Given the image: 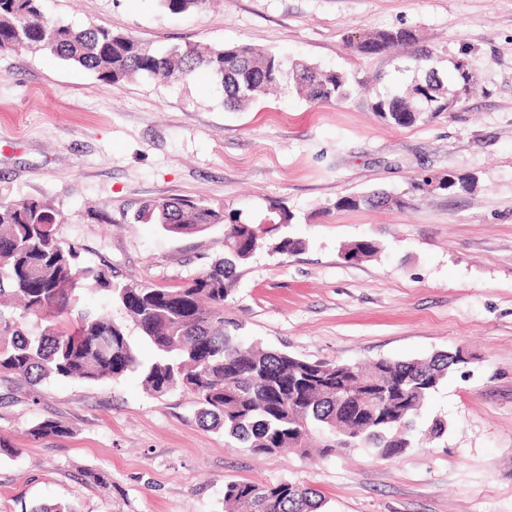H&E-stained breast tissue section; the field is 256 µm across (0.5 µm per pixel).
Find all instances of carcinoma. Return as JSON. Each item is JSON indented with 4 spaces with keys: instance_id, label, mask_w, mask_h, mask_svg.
Instances as JSON below:
<instances>
[{
    "instance_id": "carcinoma-1",
    "label": "carcinoma",
    "mask_w": 512,
    "mask_h": 512,
    "mask_svg": "<svg viewBox=\"0 0 512 512\" xmlns=\"http://www.w3.org/2000/svg\"><path fill=\"white\" fill-rule=\"evenodd\" d=\"M171 13L201 9L209 0H160ZM415 42L408 28L377 29L350 36L361 55H378ZM46 50L93 72L98 81L120 85L137 76L160 84L186 80L203 70L224 90V105L244 106L287 83L311 103L343 101L350 94L346 73L247 45H173L154 51L138 39L93 26L76 30L49 21L41 0H0V52ZM457 88L475 90L473 67L456 66ZM457 105L443 100L442 82L418 83L404 95L377 98L372 111L398 126L421 112H445ZM386 193L344 197L338 208H380ZM135 220L161 224L173 233L199 232L227 224L224 256L175 288L121 284L109 268L82 265L75 247L56 234L58 214L47 201L0 200V298L19 303L20 313L0 303V376L35 386L50 378L88 383L118 380L137 371L152 395L182 388L195 397V417L203 426L223 430L232 447L254 453L308 451L320 439L319 454L363 447L393 459L419 443L416 419L449 372L468 363L460 349L405 361L379 359L367 365L331 364L295 357L244 343L224 329V301L237 268L255 251L260 228L243 224L193 199L148 203ZM93 280L104 300L82 306L84 281ZM120 304L153 352L138 358L137 345L108 308ZM45 322L39 331L25 319ZM68 427L53 419L28 429L32 440L63 437ZM448 434V422L435 418L423 437L431 442ZM319 492L289 481L224 484V512H321Z\"/></svg>"
}]
</instances>
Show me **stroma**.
I'll use <instances>...</instances> for the list:
<instances>
[{
	"instance_id": "stroma-1",
	"label": "stroma",
	"mask_w": 512,
	"mask_h": 512,
	"mask_svg": "<svg viewBox=\"0 0 512 512\" xmlns=\"http://www.w3.org/2000/svg\"><path fill=\"white\" fill-rule=\"evenodd\" d=\"M47 18L105 26L155 50L245 44L347 72L354 92L312 104L289 89L242 109L205 72L119 86L50 52L0 53V199L50 202L58 237L124 283L172 288L224 254V227L174 234L130 222L154 200L189 198L260 222L292 215L293 254L261 246L224 304L243 342L311 361L367 363L463 349L471 361L424 418L448 437L385 460L366 448L321 459L255 454L195 419L194 397L157 398L129 374L107 385L0 377V512L78 502L82 512H224L229 481L287 480L325 512H512V0H212L173 15L159 0H42ZM405 27L452 92L470 60L475 94L399 127L372 112L423 76L410 52L363 56L365 29ZM470 191L445 188L448 177ZM386 191L401 206L337 208ZM378 243L368 259L344 246ZM50 418L68 436L32 441Z\"/></svg>"
}]
</instances>
